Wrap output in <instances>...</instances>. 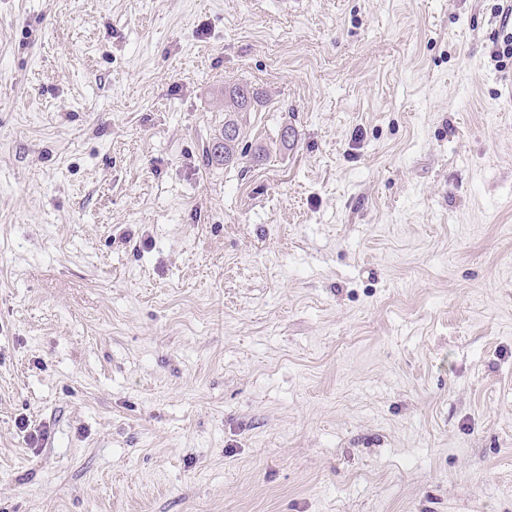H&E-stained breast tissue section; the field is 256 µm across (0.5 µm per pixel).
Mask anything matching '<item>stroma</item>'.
<instances>
[{"label":"stroma","mask_w":512,"mask_h":512,"mask_svg":"<svg viewBox=\"0 0 512 512\" xmlns=\"http://www.w3.org/2000/svg\"><path fill=\"white\" fill-rule=\"evenodd\" d=\"M507 6L0 0V512H512ZM259 92L248 83H233L224 87V100L230 103L227 112H246L259 100ZM240 139V129L234 119L224 118V142L219 145L213 154L211 160L227 162L232 159L237 151ZM220 149V151H219ZM219 153V154H218Z\"/></svg>","instance_id":"obj_1"}]
</instances>
